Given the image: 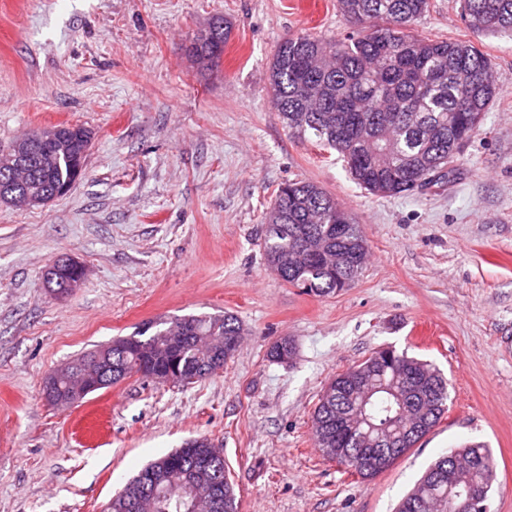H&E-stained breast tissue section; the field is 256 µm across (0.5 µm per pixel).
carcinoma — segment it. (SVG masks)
Masks as SVG:
<instances>
[{
  "instance_id": "carcinoma-1",
  "label": "carcinoma",
  "mask_w": 512,
  "mask_h": 512,
  "mask_svg": "<svg viewBox=\"0 0 512 512\" xmlns=\"http://www.w3.org/2000/svg\"><path fill=\"white\" fill-rule=\"evenodd\" d=\"M341 15L357 29L338 41L310 34L290 36L276 50L270 67L273 102L288 131L309 134L336 149L352 179L378 196L409 194L448 176L450 164L480 128L485 112L498 95L491 78V59L473 43L418 37L409 29L426 16L430 0H336ZM461 20L475 32H512V0H461ZM231 32L222 18L212 20L185 46L194 62L206 69L219 66ZM80 125H64L59 133L38 146L43 162L36 164L24 182L0 165V202L17 194L44 195L55 185L78 179L84 136ZM344 217L347 228L336 232ZM305 237L323 244L328 265H300L295 249ZM365 242L351 215L322 187L309 181H288L277 191L265 214L263 252L268 266L281 269V279L307 294L326 296L348 287L361 268L336 263V250H350ZM196 333L181 341V383L190 384L212 375L205 341L238 339L243 328L237 317L188 316ZM135 336L144 342L168 340L158 322L143 325ZM125 339L93 350L68 363L76 371L96 374L98 356L106 352L112 370L130 376L138 372V357L124 349ZM294 341H276L268 357L285 362L295 354ZM369 379L396 390L417 385L424 397L409 394V404L399 405L394 394L379 390L360 410L348 382ZM71 392L67 374L47 378L46 398L54 403ZM448 399V383L430 364L405 352L384 348L345 372L337 374L323 390L312 414L315 443L322 455L361 479L373 473L358 466L374 451L361 439L363 417L375 434L383 436L382 450L403 456L438 422ZM176 456L198 472V492L217 484L222 488L221 512H237L236 494L228 480L224 458L213 456L210 445L197 439L149 463L157 467ZM461 487L473 486L486 502L496 480V466L485 445L474 443L439 457L397 512L415 510L428 491L445 493L448 484H437L440 474ZM143 493L133 476L110 501V512H131L130 505ZM191 492L155 497L152 512H189Z\"/></svg>"
}]
</instances>
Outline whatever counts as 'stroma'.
I'll return each instance as SVG.
<instances>
[{
    "instance_id": "obj_1",
    "label": "stroma",
    "mask_w": 512,
    "mask_h": 512,
    "mask_svg": "<svg viewBox=\"0 0 512 512\" xmlns=\"http://www.w3.org/2000/svg\"><path fill=\"white\" fill-rule=\"evenodd\" d=\"M217 16L220 66L183 46ZM353 26L336 0H0V151L57 124L92 140L53 201L0 202V512H102L144 465L188 439L219 446L238 512H394L423 471L465 443L490 448L489 512H512V33L467 29L431 0L424 37L474 43L499 94L441 183L370 194L336 150L289 134L269 67L288 35ZM314 182L359 225L357 280L316 297L267 266L278 187ZM84 278L57 298L53 261ZM235 315L242 343L188 385L134 374L60 407L44 381L147 321ZM293 339L287 363L269 359ZM431 363L448 409L392 468L363 482L325 459L311 415L326 384L381 348Z\"/></svg>"
}]
</instances>
